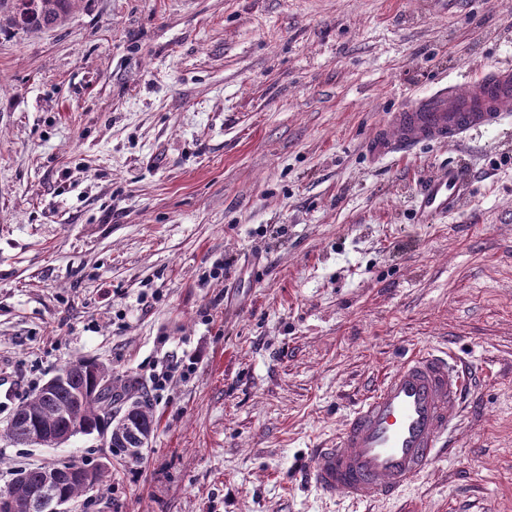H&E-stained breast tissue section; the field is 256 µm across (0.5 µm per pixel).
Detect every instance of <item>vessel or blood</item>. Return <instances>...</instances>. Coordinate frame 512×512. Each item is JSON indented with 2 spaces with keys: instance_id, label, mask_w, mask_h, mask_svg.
<instances>
[{
  "instance_id": "1",
  "label": "vessel or blood",
  "mask_w": 512,
  "mask_h": 512,
  "mask_svg": "<svg viewBox=\"0 0 512 512\" xmlns=\"http://www.w3.org/2000/svg\"><path fill=\"white\" fill-rule=\"evenodd\" d=\"M512 120V62L504 61L464 86L449 84L392 113L370 140L375 158H390L425 142L457 144ZM469 194V176L434 177L421 190L423 215L447 212ZM469 388L467 371L449 355L417 349L390 370L349 412L333 447L307 467L323 496L358 504L401 492L439 458Z\"/></svg>"
}]
</instances>
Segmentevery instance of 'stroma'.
Listing matches in <instances>:
<instances>
[{
    "mask_svg": "<svg viewBox=\"0 0 512 512\" xmlns=\"http://www.w3.org/2000/svg\"><path fill=\"white\" fill-rule=\"evenodd\" d=\"M506 58L512 0H80L0 31V431L68 364L191 361L80 512H512V122L367 150ZM456 166L468 198L422 223ZM419 347L470 373L451 448L393 499L322 498L314 449ZM105 454L0 435V488Z\"/></svg>",
    "mask_w": 512,
    "mask_h": 512,
    "instance_id": "obj_1",
    "label": "stroma"
}]
</instances>
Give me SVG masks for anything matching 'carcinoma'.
Returning a JSON list of instances; mask_svg holds the SVG:
<instances>
[{
	"label": "carcinoma",
	"mask_w": 512,
	"mask_h": 512,
	"mask_svg": "<svg viewBox=\"0 0 512 512\" xmlns=\"http://www.w3.org/2000/svg\"><path fill=\"white\" fill-rule=\"evenodd\" d=\"M81 0H0V11L7 10L6 21L11 26L26 31L38 32L42 26L53 28L60 25ZM62 371L67 381L51 395L39 389L22 401L7 421V436L18 445L28 444L31 428L40 426L49 431L65 433L74 426V421L99 424L112 415V406L128 398H145L138 381L109 378V396L91 398L79 403L75 393L93 387L96 380L82 362L71 363ZM40 497V470L29 472L28 487L19 500L17 512H43L37 508Z\"/></svg>",
	"instance_id": "carcinoma-1"
}]
</instances>
